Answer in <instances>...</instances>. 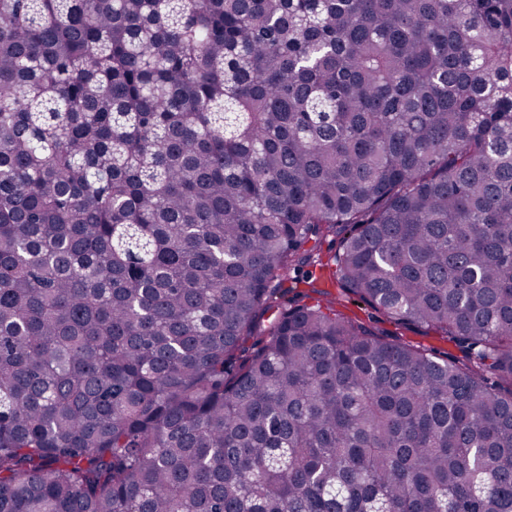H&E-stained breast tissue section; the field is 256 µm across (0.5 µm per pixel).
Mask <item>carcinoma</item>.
I'll use <instances>...</instances> for the list:
<instances>
[{"label": "carcinoma", "mask_w": 512, "mask_h": 512, "mask_svg": "<svg viewBox=\"0 0 512 512\" xmlns=\"http://www.w3.org/2000/svg\"><path fill=\"white\" fill-rule=\"evenodd\" d=\"M0 512H512V0H0ZM321 289L328 291L329 294H311V296L315 299H320L323 301L335 300L336 311L371 323L373 326L377 327L385 334H388L390 337L410 342L415 345L423 346L425 348L434 350L441 355L448 353V355L451 356L459 358L462 357V353L454 343L449 342L446 338L439 336L433 331L399 329L394 324L385 321L380 314L376 313L374 310L364 305L363 303L362 306H359L360 302L349 300L345 293L337 285L336 287L332 286V288Z\"/></svg>", "instance_id": "cac0c4a2"}]
</instances>
